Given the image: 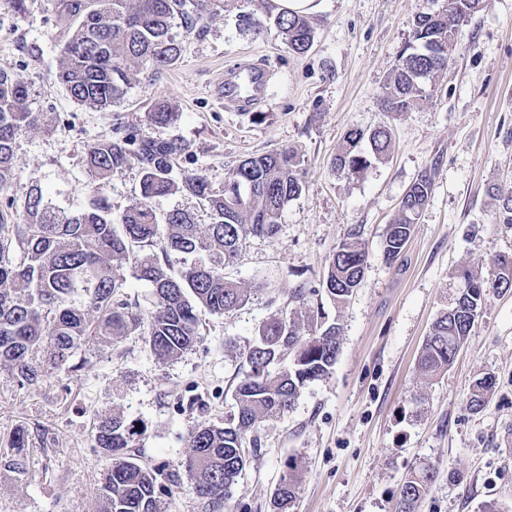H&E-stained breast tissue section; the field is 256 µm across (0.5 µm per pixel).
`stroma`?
<instances>
[{
    "label": "stroma",
    "instance_id": "1",
    "mask_svg": "<svg viewBox=\"0 0 512 512\" xmlns=\"http://www.w3.org/2000/svg\"><path fill=\"white\" fill-rule=\"evenodd\" d=\"M17 12L0 0V67L29 87L35 128L17 138V178L9 193L22 213L32 187L55 211L88 207V147L115 118L144 127L151 103L166 101L168 129L186 144L174 179L204 174L222 189L229 171L256 154L291 149L305 166L301 195L288 202L278 233L248 239L225 276L250 288L249 302L224 315L201 311L203 341L159 361L143 336L93 340L78 368L20 385L0 370V437L29 432L22 465L0 447V512H99L106 465L94 446L99 415L143 421L145 462L171 469L185 455L189 428L235 410L241 354L275 315L308 335L340 324L332 373L308 384L281 417L248 432L250 460L233 489L232 512H268L288 459L298 464L293 512H394L404 480L424 467L435 479L418 512H512V290L492 295L448 370L422 378L418 357L433 323L453 303L463 271L486 277L496 256L512 253V226L496 223L497 199L512 196V0H483L463 27L447 72L426 85L419 108L385 111L387 79L412 39L415 15L431 0H316L309 53H292L275 29L243 30L250 0H226L182 37L177 64L155 78L137 74L111 111L76 104L56 79V0H27ZM266 64L272 72L254 120L216 96L228 68ZM385 123L389 157L361 176L332 160L348 130ZM433 168L431 198L401 258L386 263L381 243L417 176ZM137 163L104 189L114 213L138 204ZM358 233L367 252L360 288L344 304L326 293L329 260ZM495 379L482 410L470 404L474 382ZM203 409L188 411L190 397Z\"/></svg>",
    "mask_w": 512,
    "mask_h": 512
}]
</instances>
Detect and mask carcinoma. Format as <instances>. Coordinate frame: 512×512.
<instances>
[{"label":"carcinoma","instance_id":"1","mask_svg":"<svg viewBox=\"0 0 512 512\" xmlns=\"http://www.w3.org/2000/svg\"><path fill=\"white\" fill-rule=\"evenodd\" d=\"M221 0H57L66 25L61 39L58 79L80 105L106 110L126 94L133 68L159 71L175 64L182 46L172 32L181 17L185 34L200 33L201 22ZM246 24L256 32L274 26L297 55L313 46L315 31L307 16L272 13L270 0H250ZM442 9L415 16L412 41L401 51L384 97L388 112H410L423 97L424 86L448 70V50L456 48L460 28L480 10L481 0H441ZM29 89L13 72L0 68V196L5 209L16 179L15 144L19 134L37 125L28 110ZM174 113L164 102L146 114L149 132L120 123L112 134L91 144L84 165L96 193L90 206L73 214H57L44 204L41 189L26 197L21 222L7 223L0 213V369L22 384L36 381L44 367H61L92 337L118 339L139 333L160 360L173 359L200 342L197 308L223 315L245 305L248 289L224 277L244 241L273 237L284 206L303 189V169L289 149L247 157L228 173L224 190H213L207 177L193 173L176 181L171 173L186 146L166 134ZM392 147L391 129L349 130L335 156L337 171L360 176L372 160ZM140 168L139 204L112 216V205L100 196L112 174L131 162ZM411 194L382 242L386 261H397L413 224L428 203L432 171L424 170L410 186ZM185 191L197 199L211 222L201 227L195 213L177 209L163 221L150 206L161 196ZM496 223L512 225V196L499 199ZM131 265L133 275L149 283L156 310L149 317L124 299L126 278L114 262ZM367 254L357 235L342 241L329 263L325 286L336 302L348 300L360 287ZM488 278L471 273L477 284L457 298L433 324L419 358L422 376L434 378L448 369L469 335L468 320L487 299L512 289V262L496 258ZM340 327L323 322L310 336H300L294 321L274 317L259 329L243 353L248 370L235 391L237 413L222 423L195 424L186 437L188 451L170 471L175 483L184 470L196 494L211 512H220L247 464L246 433L262 421L288 411L309 383L328 376L339 352ZM289 357L291 366L274 365ZM494 379L476 380L470 397L479 411ZM95 447L106 455L100 487L101 512H163V471L142 461L131 448L145 433L138 420L120 414L101 415ZM30 440L23 427L11 432L7 447L18 459L27 456ZM281 477L270 500L271 512H290L298 493L293 464ZM434 478L424 467L403 483L395 512H417Z\"/></svg>","mask_w":512,"mask_h":512}]
</instances>
